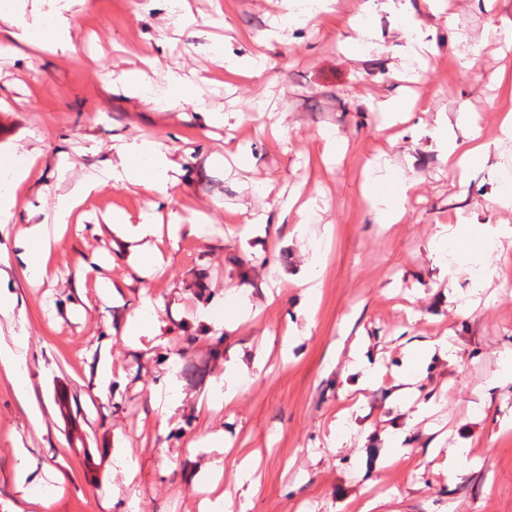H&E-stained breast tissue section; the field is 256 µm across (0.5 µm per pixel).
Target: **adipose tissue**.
Listing matches in <instances>:
<instances>
[{
    "label": "adipose tissue",
    "instance_id": "ef3b65f1",
    "mask_svg": "<svg viewBox=\"0 0 512 512\" xmlns=\"http://www.w3.org/2000/svg\"><path fill=\"white\" fill-rule=\"evenodd\" d=\"M48 8L53 22L45 28L23 25V15L17 0L0 8V25L20 30L27 41L39 42L46 50L73 49L70 19L76 0H33ZM461 136L441 132L437 145L448 171L472 180L489 165L493 150L481 137L480 119L476 113L464 112L459 116ZM119 164H108L89 173L70 192L58 196L55 204V222L70 223L74 211L102 185L114 181L142 187L148 197H169L177 184L178 164L163 151L159 143L150 140H132L118 145ZM416 191L393 169H387L369 178L363 186V196L369 204L376 223L396 224L407 213L406 203ZM109 227L117 240L115 246L122 260L140 278H150L160 269L163 259L152 238L161 230L150 212H143L138 222H131L122 212L113 214ZM503 236H512V226L506 224H457L442 227L430 243L439 264L447 273L467 267L472 290H479L487 276L486 255L493 244ZM52 237L46 224L26 221L11 244L0 243V256L13 255L15 264L26 281L34 287L42 286L54 271L49 263ZM161 300L146 299L135 315L126 316L120 324L122 339L133 348L145 351L164 344L163 324L157 310ZM0 317L13 322L15 328L9 338L0 337V369L4 370L18 393H26L30 384L31 339L22 315L16 314L15 302L0 297ZM14 481L22 493L23 504L16 512H47L50 497L35 492L28 477L36 467V460L24 446H16ZM205 496L198 505L199 512H234L235 500L224 488V467L214 465L198 480Z\"/></svg>",
    "mask_w": 512,
    "mask_h": 512
}]
</instances>
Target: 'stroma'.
Returning a JSON list of instances; mask_svg holds the SVG:
<instances>
[{"label":"stroma","mask_w":512,"mask_h":512,"mask_svg":"<svg viewBox=\"0 0 512 512\" xmlns=\"http://www.w3.org/2000/svg\"><path fill=\"white\" fill-rule=\"evenodd\" d=\"M406 1L435 54H414L404 34ZM283 11L282 0H186L189 23L176 35L167 0H88L71 28L76 51L40 52L0 33V156L40 155L15 190L17 217L32 206L50 220L59 193L115 161L119 141L135 138L162 142L180 165L172 196L157 201L164 223L207 216L203 237L163 242L168 265L153 280H131L113 267V281L125 283L117 307L79 280L85 261L112 252L108 214L121 209L135 218L146 209L134 186L106 184L85 204L55 247V279L34 288L12 274L7 288L33 345L27 396L0 372V512H14L20 498L12 480L18 437L39 463L38 488L64 477L49 512H126L123 498L108 493L118 446L139 464L134 491L143 512H197V473L210 458H224V484L232 486L240 451L253 453L258 482L246 512H354L370 492L396 499L399 512H512V436L497 434L512 417V383L498 376L512 353V238L493 250L481 301L467 314L448 292H465L468 272L448 282L427 249L436 225L455 216L512 224V212L493 209L498 174L487 169L473 182L449 174L433 139L439 126L457 132L459 107L467 105L512 167V140L496 138L504 98L495 80L497 70L512 74V47L504 42L512 0H440L435 7L339 0L321 23L288 29L280 26ZM356 14L370 27L372 46L348 54L338 44L352 35L344 18ZM258 51L268 57L260 76L226 75L225 60ZM470 60L476 72L467 76L462 65ZM130 70L159 90L171 76L195 72L202 104L169 108L131 93L122 82ZM406 72L422 124L393 144L374 105L396 92ZM211 112L227 115V125L208 123ZM328 133L347 142L344 155L329 161L322 156ZM369 167H395L417 182L402 223H375L361 196ZM299 191L318 200L306 240L287 223L249 239L247 219L278 217ZM327 224L333 236L316 325L285 360L278 343L299 303L293 280ZM147 293L164 304L168 344L141 352L117 327ZM241 294L251 320L221 331L200 322L199 305H233ZM447 332L450 358H428L418 385L423 397L440 399L439 418L414 423L395 395L405 350ZM357 339L379 373L368 387L347 367ZM261 348L269 352L266 365L242 393L212 411L199 407L225 361L251 364ZM102 356L124 375L100 397L92 382ZM172 369L183 399L164 424L150 390ZM27 399L41 407L42 429L30 425ZM348 407L350 445L331 449L336 415ZM219 431L225 449L189 452L190 441ZM397 432L417 455L447 435L469 446L480 465L453 483L430 463L420 472L383 468Z\"/></svg>","instance_id":"35a3bbf8"}]
</instances>
